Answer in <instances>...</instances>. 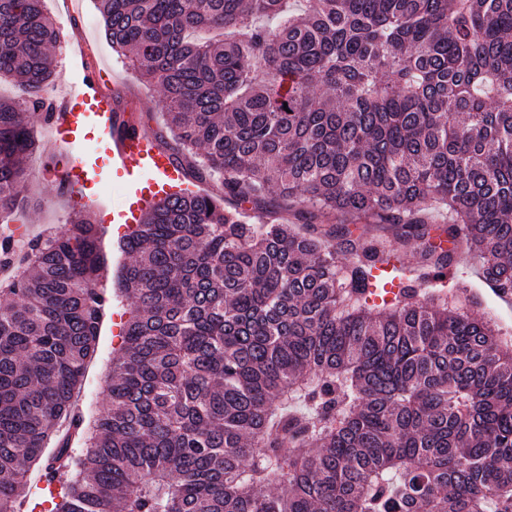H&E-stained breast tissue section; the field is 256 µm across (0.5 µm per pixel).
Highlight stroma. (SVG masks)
<instances>
[{"label":"stroma","instance_id":"35a3bbf8","mask_svg":"<svg viewBox=\"0 0 512 512\" xmlns=\"http://www.w3.org/2000/svg\"><path fill=\"white\" fill-rule=\"evenodd\" d=\"M44 2L48 15L58 25L61 45L54 62L56 76L50 85L52 92L65 94L74 83L77 68L95 72L100 93L121 90L119 112L136 117L147 133L157 135L161 149L172 147V137L164 127L159 87L141 80L128 67L126 58L113 52L93 0ZM37 131L42 149L30 164L33 176L28 185L27 206L16 216L17 221L30 225L36 236L50 227H64L76 215L72 201L62 195L54 179L55 173L67 166L69 158L53 150L48 126H38ZM461 276L463 282L480 296L481 304L475 310L476 315L494 320L500 328L512 329V301L500 298L485 286L473 266L463 268ZM129 308V302H114L103 320L97 352L87 369L78 399V407L85 417L96 415L108 405L112 358L120 344L115 330Z\"/></svg>","mask_w":512,"mask_h":512}]
</instances>
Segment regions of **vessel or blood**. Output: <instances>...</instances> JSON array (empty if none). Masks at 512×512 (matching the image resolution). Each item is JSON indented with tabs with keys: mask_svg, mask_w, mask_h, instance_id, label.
I'll return each mask as SVG.
<instances>
[{
	"mask_svg": "<svg viewBox=\"0 0 512 512\" xmlns=\"http://www.w3.org/2000/svg\"><path fill=\"white\" fill-rule=\"evenodd\" d=\"M112 101L99 93L93 76L57 103L48 115L54 150L69 155L64 181L73 199L97 202L104 183V168H111L126 192L127 205L112 212V223L127 227L138 223L159 198L190 193L182 171L161 153L145 134L130 136L111 114Z\"/></svg>",
	"mask_w": 512,
	"mask_h": 512,
	"instance_id": "obj_1",
	"label": "vessel or blood"
}]
</instances>
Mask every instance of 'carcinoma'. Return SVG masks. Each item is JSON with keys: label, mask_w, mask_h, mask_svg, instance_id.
Masks as SVG:
<instances>
[{"label": "carcinoma", "mask_w": 512, "mask_h": 512, "mask_svg": "<svg viewBox=\"0 0 512 512\" xmlns=\"http://www.w3.org/2000/svg\"><path fill=\"white\" fill-rule=\"evenodd\" d=\"M43 2L0 0L1 224L49 112ZM294 2L95 0L162 91L171 158L312 230L155 204L120 244L131 309L89 424L106 229L83 210L22 257L1 238L22 276L0 286V512L35 468L60 486L45 512H512V342L458 281L472 251L512 298V0Z\"/></svg>", "instance_id": "1"}]
</instances>
